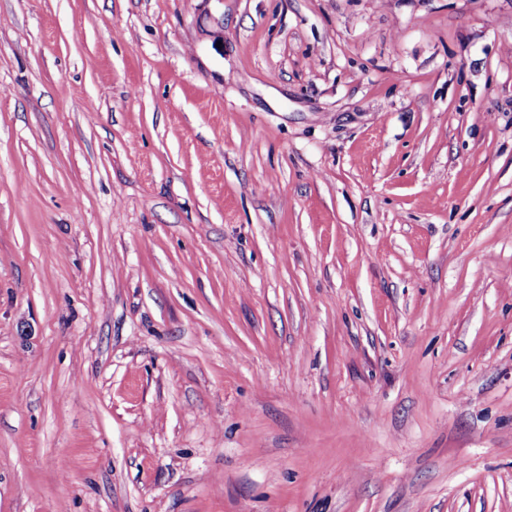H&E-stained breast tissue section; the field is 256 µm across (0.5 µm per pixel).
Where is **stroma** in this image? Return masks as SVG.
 Instances as JSON below:
<instances>
[{
	"label": "stroma",
	"instance_id": "35a3bbf8",
	"mask_svg": "<svg viewBox=\"0 0 512 512\" xmlns=\"http://www.w3.org/2000/svg\"><path fill=\"white\" fill-rule=\"evenodd\" d=\"M0 512H512V0H0Z\"/></svg>",
	"mask_w": 512,
	"mask_h": 512
}]
</instances>
